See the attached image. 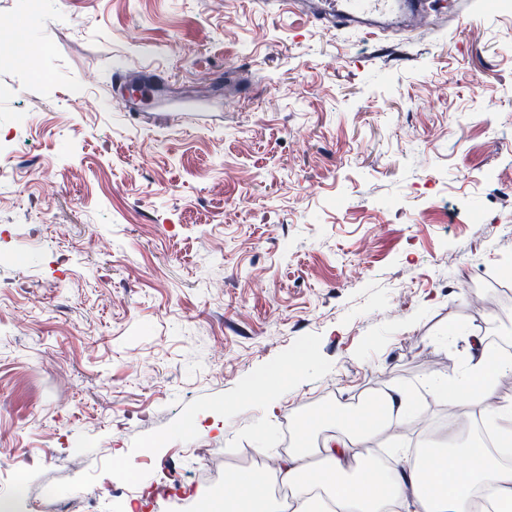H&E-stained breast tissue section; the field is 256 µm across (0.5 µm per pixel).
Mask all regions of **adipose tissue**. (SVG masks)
Masks as SVG:
<instances>
[{
	"label": "adipose tissue",
	"mask_w": 512,
	"mask_h": 512,
	"mask_svg": "<svg viewBox=\"0 0 512 512\" xmlns=\"http://www.w3.org/2000/svg\"><path fill=\"white\" fill-rule=\"evenodd\" d=\"M507 371H512L511 357L484 349L455 387L460 404L490 425L497 451L463 443L448 432L434 435L431 452L402 465L383 466L360 455L361 440L416 426L418 410L395 389L381 397L380 415L329 411L321 448H312L302 430L296 448L276 469L236 471L232 492L214 503V512H317L312 503L324 492L333 512H404L409 502L415 512H503L502 503H512V464L500 458L512 451V398L496 401L492 395L496 378ZM452 458L467 459V468L449 467Z\"/></svg>",
	"instance_id": "ef3b65f1"
}]
</instances>
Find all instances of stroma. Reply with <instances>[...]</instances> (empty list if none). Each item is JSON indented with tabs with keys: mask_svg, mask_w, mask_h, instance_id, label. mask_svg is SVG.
Listing matches in <instances>:
<instances>
[{
	"mask_svg": "<svg viewBox=\"0 0 512 512\" xmlns=\"http://www.w3.org/2000/svg\"><path fill=\"white\" fill-rule=\"evenodd\" d=\"M0 22L30 55L0 68V495L24 478L21 512H204L193 491L316 403L395 383L447 424L435 383L497 316L512 338L496 0L374 36L286 0H0ZM154 60L167 80L124 111L115 74ZM119 464L179 488L116 497Z\"/></svg>",
	"mask_w": 512,
	"mask_h": 512,
	"instance_id": "1",
	"label": "stroma"
}]
</instances>
